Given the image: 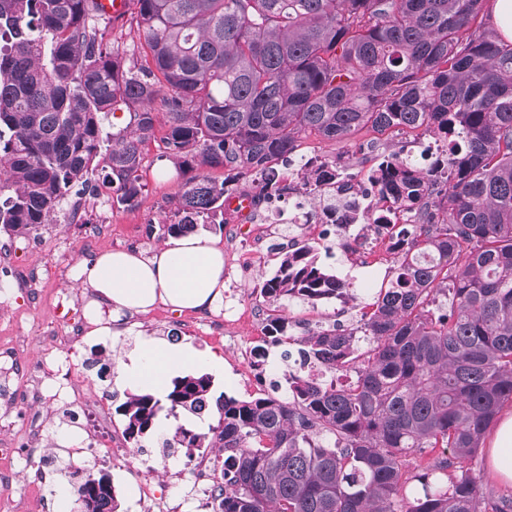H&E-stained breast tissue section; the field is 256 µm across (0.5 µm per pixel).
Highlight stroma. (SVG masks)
I'll return each instance as SVG.
<instances>
[{
    "mask_svg": "<svg viewBox=\"0 0 512 512\" xmlns=\"http://www.w3.org/2000/svg\"><path fill=\"white\" fill-rule=\"evenodd\" d=\"M381 140L383 145L393 151L402 150L409 138L405 135L384 134L363 130L348 138L343 143H331L313 136L299 139L297 154L312 151L328 157L343 155L355 156L360 148L374 140ZM161 142H153L144 150V160L139 171L140 181L147 192L144 203L137 208H115L107 196H99L92 210L84 213L81 221L74 222L70 213L78 194H70L58 207L51 223L41 225L24 237H11L0 232V306L18 314L17 321L0 320V343L17 345L18 354L23 358L40 357L47 343L42 331L46 325H55L60 332L84 328L83 304L92 298L91 289L82 287L75 279L78 263L88 258L91 244H99L105 250H133L144 255H151L167 240L164 222L172 216L181 185L177 179L167 181L155 180L152 170L160 164ZM31 267L37 269L44 281L42 299L32 300L25 291L11 288V280L3 273L4 268ZM70 293L72 302L69 308H56L53 295L56 289ZM222 311H183L176 312L165 306H157L149 313L137 315L124 321L115 336H87L82 340L77 357L71 359L69 373L79 383L87 398H100L104 391H111L110 407H117L125 399L124 392L115 390L112 381H99L91 376L86 366L94 348L106 351L118 348H133L137 337L142 335L166 337L167 328L173 322L184 325V343L198 349H215L224 358V376L215 379L216 392L230 391L232 396L246 399L243 387L228 389L225 381L239 372L243 356L238 345H210L206 338L209 321L222 318ZM13 387L19 399L20 409L31 410L41 425L43 442L58 455L67 459L72 450L65 436L69 427L61 419L62 405L59 401L40 400L38 405H31L26 400L25 382L13 375L0 373V384ZM194 467L193 454L190 450L180 449L169 459L166 469L158 476L149 479L148 484L156 495L163 497L176 492L182 498L181 512H195L189 476Z\"/></svg>",
    "mask_w": 512,
    "mask_h": 512,
    "instance_id": "stroma-1",
    "label": "stroma"
}]
</instances>
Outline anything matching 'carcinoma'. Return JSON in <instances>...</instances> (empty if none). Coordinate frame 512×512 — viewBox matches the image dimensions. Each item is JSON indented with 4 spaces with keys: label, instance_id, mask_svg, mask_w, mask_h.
<instances>
[{
    "label": "carcinoma",
    "instance_id": "carcinoma-1",
    "mask_svg": "<svg viewBox=\"0 0 512 512\" xmlns=\"http://www.w3.org/2000/svg\"><path fill=\"white\" fill-rule=\"evenodd\" d=\"M489 0H136L130 24L99 28L97 0H0V230L52 221L71 188L94 192L105 171L112 205L135 207L142 146L160 140L182 180L169 234L224 226L214 169L273 171L301 136L342 142L434 135L449 144L444 183L401 161L380 177L419 224H394L402 252L364 305L359 326L296 345L320 361L282 399L214 394L207 374L172 380L162 398L128 393L116 411L141 448H216L224 455L213 512H512L468 467L512 404V42L487 23ZM133 35L144 64L118 40ZM128 110V125L103 128ZM165 131L157 136V112ZM321 282L297 288L295 281ZM283 304L335 292L314 257L293 278L262 281ZM367 342L366 350L358 342ZM354 373L336 384V373ZM217 416L206 433L161 413ZM427 459L408 475L411 459ZM75 498L80 512H117L114 486Z\"/></svg>",
    "mask_w": 512,
    "mask_h": 512
}]
</instances>
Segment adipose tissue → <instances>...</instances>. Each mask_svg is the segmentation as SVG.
Here are the masks:
<instances>
[{"mask_svg": "<svg viewBox=\"0 0 512 512\" xmlns=\"http://www.w3.org/2000/svg\"><path fill=\"white\" fill-rule=\"evenodd\" d=\"M76 279L96 294L89 317L92 335L108 336L113 321L148 313L159 303L180 311L223 307L224 251L205 235L177 236L148 257L119 250L81 261ZM190 367L220 375L224 358L142 336L118 356L114 384L161 397L172 378Z\"/></svg>", "mask_w": 512, "mask_h": 512, "instance_id": "adipose-tissue-1", "label": "adipose tissue"}]
</instances>
